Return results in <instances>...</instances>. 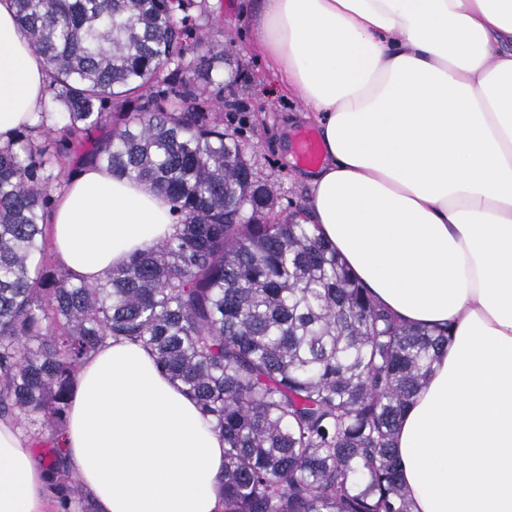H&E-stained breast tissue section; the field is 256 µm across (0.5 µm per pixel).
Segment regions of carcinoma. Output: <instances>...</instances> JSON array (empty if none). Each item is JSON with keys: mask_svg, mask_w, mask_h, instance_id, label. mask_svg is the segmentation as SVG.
I'll return each instance as SVG.
<instances>
[{"mask_svg": "<svg viewBox=\"0 0 512 512\" xmlns=\"http://www.w3.org/2000/svg\"><path fill=\"white\" fill-rule=\"evenodd\" d=\"M50 67L51 126L0 148V416L52 445L57 512H94L58 438L84 359L145 343L224 437L222 512H410L393 438L450 328L399 321L297 215L273 213L224 107L209 0H14ZM53 138L54 152L40 143ZM165 195L180 229L94 284L52 263L62 164Z\"/></svg>", "mask_w": 512, "mask_h": 512, "instance_id": "1", "label": "carcinoma"}]
</instances>
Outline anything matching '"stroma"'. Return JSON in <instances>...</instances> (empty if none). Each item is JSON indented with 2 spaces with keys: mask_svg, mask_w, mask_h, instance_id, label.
I'll use <instances>...</instances> for the list:
<instances>
[{
  "mask_svg": "<svg viewBox=\"0 0 512 512\" xmlns=\"http://www.w3.org/2000/svg\"><path fill=\"white\" fill-rule=\"evenodd\" d=\"M214 14L208 35L222 45L237 82L231 96L238 110H223L224 128L247 149L261 180L271 185L276 208L289 215L304 207L309 185L297 160L299 136L316 130L311 113L283 89L280 74L253 45V32L243 19L244 0H210Z\"/></svg>",
  "mask_w": 512,
  "mask_h": 512,
  "instance_id": "35a3bbf8",
  "label": "stroma"
}]
</instances>
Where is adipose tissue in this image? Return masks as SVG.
<instances>
[{
	"label": "adipose tissue",
	"mask_w": 512,
	"mask_h": 512,
	"mask_svg": "<svg viewBox=\"0 0 512 512\" xmlns=\"http://www.w3.org/2000/svg\"><path fill=\"white\" fill-rule=\"evenodd\" d=\"M249 23L317 120V235L399 319L452 327L396 434L411 512H512V0H259ZM49 85L0 0L1 146L50 112ZM48 222L90 284L178 231L165 197L98 166ZM63 448L96 512H222L224 439L140 342L84 361ZM48 480L0 417V512H53Z\"/></svg>",
	"instance_id": "1"
}]
</instances>
